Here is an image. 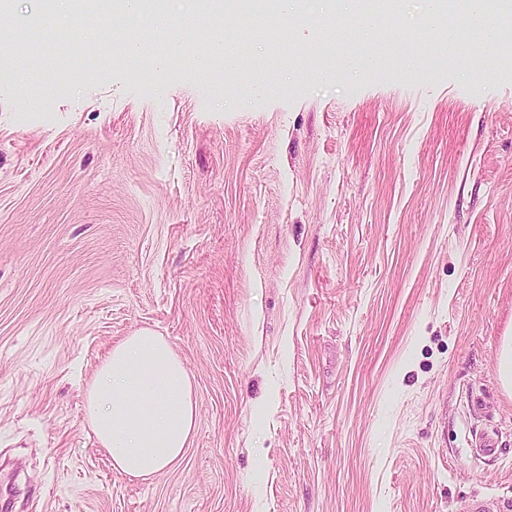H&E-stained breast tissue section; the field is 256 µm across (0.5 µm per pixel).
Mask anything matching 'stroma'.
I'll return each instance as SVG.
<instances>
[{
    "instance_id": "35a3bbf8",
    "label": "stroma",
    "mask_w": 512,
    "mask_h": 512,
    "mask_svg": "<svg viewBox=\"0 0 512 512\" xmlns=\"http://www.w3.org/2000/svg\"><path fill=\"white\" fill-rule=\"evenodd\" d=\"M184 46L94 70V16L63 47L0 14V483L8 512H458L512 502V28L479 56L419 26L357 22L277 50L227 11L232 97L192 55L214 30L170 0ZM374 43L378 59L352 69ZM53 86L21 87L18 54ZM417 72L406 76L404 61ZM166 338L193 382L184 457L112 467L86 384L125 336ZM499 451L480 461L472 437ZM496 370L503 388L507 392L512 390V336L509 333L503 337L499 351Z\"/></svg>"
}]
</instances>
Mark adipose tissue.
I'll return each mask as SVG.
<instances>
[{
	"mask_svg": "<svg viewBox=\"0 0 512 512\" xmlns=\"http://www.w3.org/2000/svg\"><path fill=\"white\" fill-rule=\"evenodd\" d=\"M99 11L150 15L171 43L182 31L155 0H97ZM324 17L359 15L366 28L377 25L383 6L399 0H316ZM86 414L99 444L116 470L147 478L176 463L197 428L192 379L163 336L141 329L114 345L85 392Z\"/></svg>",
	"mask_w": 512,
	"mask_h": 512,
	"instance_id": "adipose-tissue-1",
	"label": "adipose tissue"
}]
</instances>
